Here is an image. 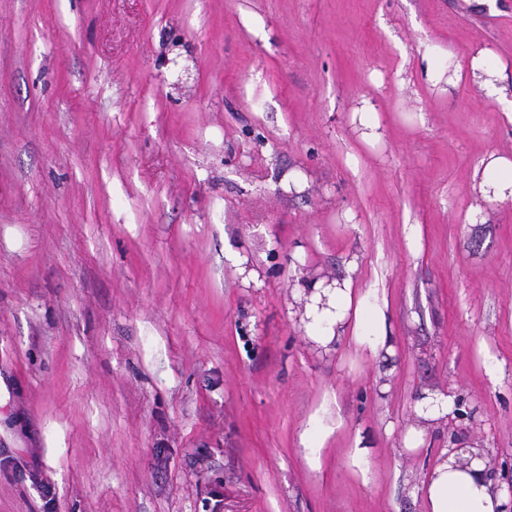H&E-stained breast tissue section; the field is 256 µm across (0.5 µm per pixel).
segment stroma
Returning a JSON list of instances; mask_svg holds the SVG:
<instances>
[{
	"instance_id": "35a3bbf8",
	"label": "stroma",
	"mask_w": 512,
	"mask_h": 512,
	"mask_svg": "<svg viewBox=\"0 0 512 512\" xmlns=\"http://www.w3.org/2000/svg\"><path fill=\"white\" fill-rule=\"evenodd\" d=\"M479 54L512 86V0H0V512H425L465 444L511 487ZM352 261L390 351L301 321ZM457 396L454 393L423 392L418 404V412L429 419L454 416L459 411Z\"/></svg>"
}]
</instances>
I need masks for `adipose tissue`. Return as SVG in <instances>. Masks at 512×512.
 Here are the masks:
<instances>
[{"mask_svg":"<svg viewBox=\"0 0 512 512\" xmlns=\"http://www.w3.org/2000/svg\"><path fill=\"white\" fill-rule=\"evenodd\" d=\"M481 174L485 196L512 199V159L490 155L481 162ZM304 288L309 297L305 319L314 342L326 347L348 332L371 351L384 348V335L371 336L361 330L362 306L355 298L352 277L330 285L308 282ZM422 495L426 512H507L512 506L511 500L495 490L480 449L469 444L440 452Z\"/></svg>","mask_w":512,"mask_h":512,"instance_id":"obj_1","label":"adipose tissue"}]
</instances>
